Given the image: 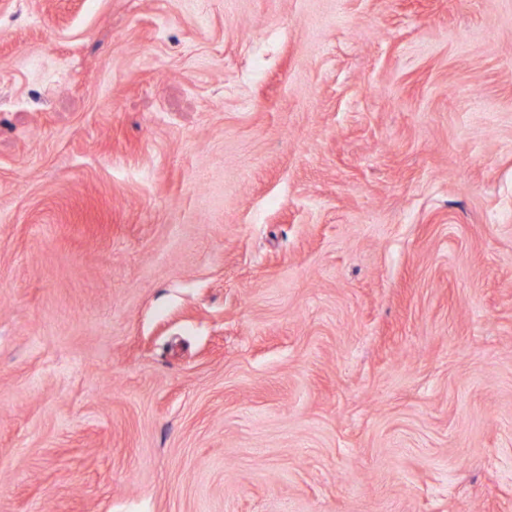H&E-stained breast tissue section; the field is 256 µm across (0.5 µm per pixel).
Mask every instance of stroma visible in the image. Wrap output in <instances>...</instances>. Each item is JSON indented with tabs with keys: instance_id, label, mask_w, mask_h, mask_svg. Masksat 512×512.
I'll use <instances>...</instances> for the list:
<instances>
[{
	"instance_id": "1",
	"label": "stroma",
	"mask_w": 512,
	"mask_h": 512,
	"mask_svg": "<svg viewBox=\"0 0 512 512\" xmlns=\"http://www.w3.org/2000/svg\"><path fill=\"white\" fill-rule=\"evenodd\" d=\"M0 512H512V0H0Z\"/></svg>"
}]
</instances>
